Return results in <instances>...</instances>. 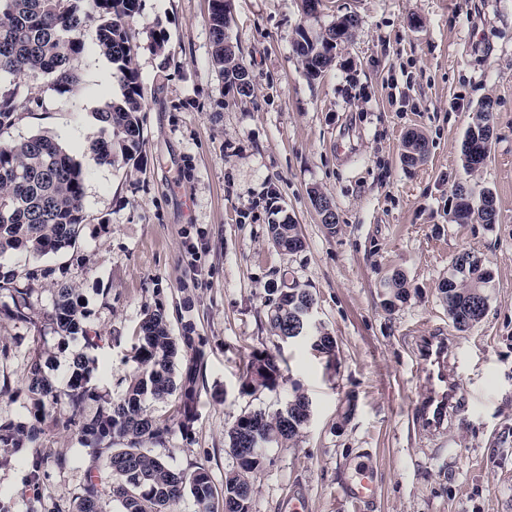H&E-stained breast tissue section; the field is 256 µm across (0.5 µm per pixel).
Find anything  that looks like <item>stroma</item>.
<instances>
[{
    "mask_svg": "<svg viewBox=\"0 0 512 512\" xmlns=\"http://www.w3.org/2000/svg\"><path fill=\"white\" fill-rule=\"evenodd\" d=\"M209 0H142L134 65L144 98L138 167L98 163L94 114L120 98L110 61H79L81 81L58 94L50 78L23 81L29 99L0 140L56 139L80 164L86 220L77 249L32 259L0 256V273L49 270L28 280L32 321L4 311L0 292V413L28 416L34 353L64 383L75 342L44 326L52 290L79 288L87 324L104 338L93 380L110 397L136 371L131 348L147 311L164 309L173 335L191 334L201 356L189 434L151 450L172 468L205 465L216 490L235 469L225 441L241 413L272 414L294 392L311 401L307 426L267 448L252 476V512H357L344 488L360 462L377 473L365 512H512V0H323L305 17L301 0H232L229 33L252 92L227 93L211 62ZM354 14L359 25L321 77L293 50L300 29L320 31ZM169 41L155 54L150 32ZM495 101L489 155L466 174L465 133L485 98ZM429 151L402 159L409 131ZM467 181L496 198L495 223L452 221L454 191ZM336 209L328 230L312 191ZM298 224L295 252L275 248L270 224ZM470 252L492 274L483 319L456 330L436 290L453 259ZM402 273L406 302L385 305V281ZM315 299L316 324L334 336L328 355L288 343L267 322L268 291L288 284ZM454 341L463 419L446 435L419 426L414 404L417 339ZM275 356L273 391H242L253 353ZM35 446L46 458L39 490L28 463L0 467V499L12 512H43L80 494L91 458L77 427L45 423Z\"/></svg>",
    "mask_w": 512,
    "mask_h": 512,
    "instance_id": "stroma-1",
    "label": "stroma"
}]
</instances>
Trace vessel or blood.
<instances>
[{"instance_id": "1", "label": "vessel or blood", "mask_w": 512, "mask_h": 512, "mask_svg": "<svg viewBox=\"0 0 512 512\" xmlns=\"http://www.w3.org/2000/svg\"><path fill=\"white\" fill-rule=\"evenodd\" d=\"M418 352L422 358L418 376L427 391L416 404V417L429 434L443 435L457 413L461 390L460 382L448 371L453 346L448 337L434 334L419 338ZM375 490L373 467L361 463L347 487L348 500L359 505L369 504Z\"/></svg>"}]
</instances>
